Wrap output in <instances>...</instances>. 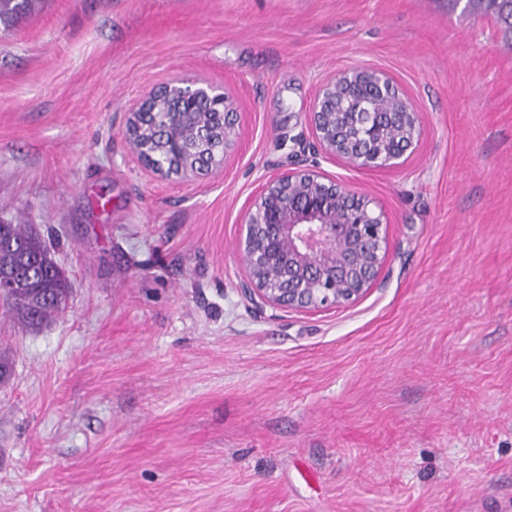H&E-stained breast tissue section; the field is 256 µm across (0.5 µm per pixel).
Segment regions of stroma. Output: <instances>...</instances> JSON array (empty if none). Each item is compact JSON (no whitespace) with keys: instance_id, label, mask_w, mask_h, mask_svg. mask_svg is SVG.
<instances>
[{"instance_id":"35a3bbf8","label":"stroma","mask_w":512,"mask_h":512,"mask_svg":"<svg viewBox=\"0 0 512 512\" xmlns=\"http://www.w3.org/2000/svg\"><path fill=\"white\" fill-rule=\"evenodd\" d=\"M389 76L397 167L318 152L319 85ZM222 88L238 147L163 180L125 137L173 76ZM318 169L387 226L354 304L256 311L248 203ZM0 223L72 288L0 312V512H512V34L448 0H36L0 26Z\"/></svg>"}]
</instances>
